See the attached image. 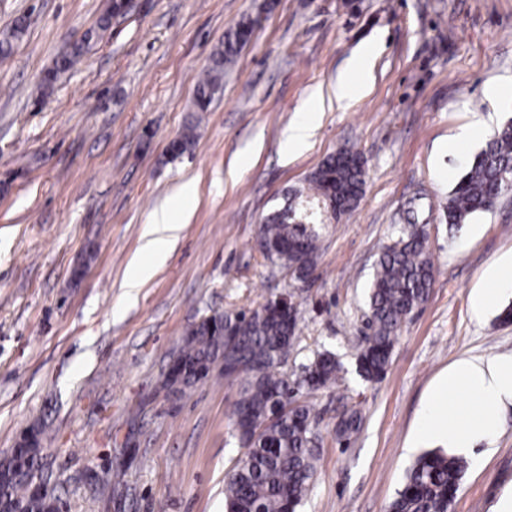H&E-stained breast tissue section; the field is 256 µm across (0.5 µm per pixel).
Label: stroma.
Segmentation results:
<instances>
[{
  "instance_id": "1",
  "label": "stroma",
  "mask_w": 512,
  "mask_h": 512,
  "mask_svg": "<svg viewBox=\"0 0 512 512\" xmlns=\"http://www.w3.org/2000/svg\"><path fill=\"white\" fill-rule=\"evenodd\" d=\"M0 0V30L29 25L0 58V453L42 424L45 472L69 512H224V476L240 455L229 416L237 384L214 368L186 394L161 387L189 326L292 291L290 362L335 353L343 382L311 400L322 442L300 512H387L412 463L403 446L430 380L463 354L512 351V323L477 321L471 289L512 253V189L469 226H449L450 191L512 119V0ZM256 21L209 111L198 75L240 23ZM88 51L53 84L71 47ZM368 86L322 112L310 147L283 159L288 126L361 48ZM500 93L490 102V90ZM199 121L193 147L171 142ZM484 123L463 152L462 128ZM365 160L357 207L323 231L314 278L292 288L266 263L258 228L331 154ZM195 213L163 265L128 293L143 228L187 181ZM418 213L434 283L404 326L383 378L356 372L375 263ZM360 433L336 440L344 409ZM124 474L113 484L114 470ZM512 484V414L495 454L467 471L448 512H491Z\"/></svg>"
}]
</instances>
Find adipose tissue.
Listing matches in <instances>:
<instances>
[{
	"label": "adipose tissue",
	"mask_w": 512,
	"mask_h": 512,
	"mask_svg": "<svg viewBox=\"0 0 512 512\" xmlns=\"http://www.w3.org/2000/svg\"><path fill=\"white\" fill-rule=\"evenodd\" d=\"M366 87L365 81L337 79L331 96L312 94L299 118L289 127L285 155L306 149L317 129V116L327 100L351 101ZM183 202L181 220H174L168 208L154 211L144 228L145 261L135 263L126 280L129 289L140 288L161 266L170 246L177 240L184 220L190 219L197 203L194 183L179 189ZM512 292V254L502 257L485 273L480 287L469 294V309L475 319L486 318L500 297ZM512 413V352H484L462 355L430 381L405 441L408 452L442 450L451 457L466 459L480 468L494 453L504 432L506 417Z\"/></svg>",
	"instance_id": "obj_1"
}]
</instances>
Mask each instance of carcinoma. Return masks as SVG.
<instances>
[{
  "label": "carcinoma",
  "instance_id": "carcinoma-1",
  "mask_svg": "<svg viewBox=\"0 0 512 512\" xmlns=\"http://www.w3.org/2000/svg\"><path fill=\"white\" fill-rule=\"evenodd\" d=\"M27 29L26 17L0 34V54L8 55ZM250 23L240 24L196 84L195 107L205 112L223 88L224 66L232 63L235 46L244 43ZM83 53L76 44L63 55L46 82H55ZM195 125L185 127L171 147L186 152L195 141ZM512 178V120L505 123L467 166L448 196V224L467 223L490 209L509 189ZM309 193L293 192L288 206L267 216L259 225L257 243L264 259L287 271L299 283L308 280L320 256L322 240L314 221L324 215L336 220L358 205L365 184V162L353 148L329 156L308 179ZM434 282V264L423 224H402L397 238L376 263L368 293L364 331L357 338L356 370L365 381L386 373L403 325L424 304ZM299 331L298 309L278 316L265 305L250 311L214 313L186 331L177 355L181 373L165 377L163 386L183 394L205 382L214 366L224 361L239 384L230 421L242 456L224 481L225 512H297L316 475V448L320 435L312 405L302 399L343 380L345 368L335 353L323 349L292 373L284 371L289 350ZM362 424L355 410L338 417L336 439L349 443ZM43 428L26 430L24 445L0 457V506L20 505L25 512H56L57 502L32 491L41 479ZM468 469L462 458L426 451L406 470L388 512H448Z\"/></svg>",
  "mask_w": 512,
  "mask_h": 512
}]
</instances>
